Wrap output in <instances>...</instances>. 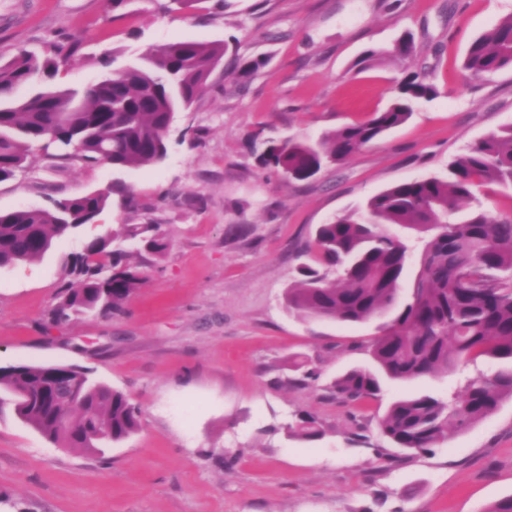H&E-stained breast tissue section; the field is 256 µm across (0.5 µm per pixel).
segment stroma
I'll use <instances>...</instances> for the list:
<instances>
[{
  "instance_id": "stroma-1",
  "label": "stroma",
  "mask_w": 512,
  "mask_h": 512,
  "mask_svg": "<svg viewBox=\"0 0 512 512\" xmlns=\"http://www.w3.org/2000/svg\"><path fill=\"white\" fill-rule=\"evenodd\" d=\"M510 16L512 0H0V53L73 51L65 88L168 42L229 44L178 114L161 164L118 173L38 150L25 173L0 183V210H14L123 182L100 232L156 224L169 241L160 258L132 253L146 280L120 311L60 323L51 311L83 236L0 268V366L84 368L141 410L135 435L91 455L0 409V512H484L512 495L511 398L428 455L395 448L379 429L395 399L461 392L504 361L388 381L377 399L347 403L329 385L369 364L378 321L306 322L283 302L319 225L445 171L467 145L512 124V69L477 79L462 68L473 39ZM407 32L408 64L366 61ZM254 59L261 67L239 77V63ZM406 67L428 71L437 98L343 164L287 183L249 148L367 119L389 105ZM237 224L246 234L233 233ZM292 357L318 381L289 369ZM301 411L320 423L321 440L289 437Z\"/></svg>"
}]
</instances>
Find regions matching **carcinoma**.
<instances>
[{
	"mask_svg": "<svg viewBox=\"0 0 512 512\" xmlns=\"http://www.w3.org/2000/svg\"><path fill=\"white\" fill-rule=\"evenodd\" d=\"M413 51L406 35L371 55L405 60ZM226 52L220 41L170 42L80 92L49 84L68 65L70 52L38 55L21 49L7 60L0 56V182L25 172L33 148L51 138L56 147L72 148L84 161L108 163L119 172L163 162L177 114L201 94ZM463 67L476 77L512 69V17L471 42ZM29 84L39 89L15 99ZM437 96L427 74L405 69L386 109L316 140L271 138L258 161L287 181H306L325 165L344 163ZM488 182L512 187V125L469 144L445 173L390 186L317 228L319 266L298 267L285 293L288 312L345 324L391 313L369 346L372 366L351 368L332 382L345 401L377 397L385 379L447 374L486 354L512 361V213L483 207L475 188ZM123 190L116 183L48 208L0 210V267L40 259L55 241L95 223L112 194ZM398 227L414 231L421 244L410 301L399 308L412 247ZM129 244L158 256L168 247L155 224L86 239L82 252L65 265L70 280L53 321L121 308L144 282L128 262ZM506 397L512 398V367L477 377L450 397L424 392L397 399L379 428L395 447L429 453L492 414ZM7 405L57 447L85 453L127 440L141 423L140 408L123 391L68 365L0 367V408ZM288 435L315 442L324 430L301 412L288 424Z\"/></svg>",
	"mask_w": 512,
	"mask_h": 512,
	"instance_id": "1",
	"label": "carcinoma"
}]
</instances>
